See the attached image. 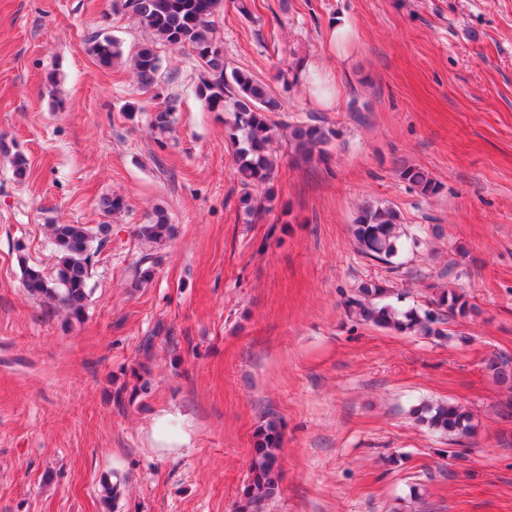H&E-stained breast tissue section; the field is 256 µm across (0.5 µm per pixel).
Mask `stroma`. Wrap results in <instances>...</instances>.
Wrapping results in <instances>:
<instances>
[{"instance_id":"stroma-1","label":"stroma","mask_w":512,"mask_h":512,"mask_svg":"<svg viewBox=\"0 0 512 512\" xmlns=\"http://www.w3.org/2000/svg\"><path fill=\"white\" fill-rule=\"evenodd\" d=\"M215 21L227 66L284 105L275 199L254 216L231 115L198 96L190 50L157 44L147 92L128 61L86 50L97 30L125 54L151 41L113 0H0V512H236L271 417L283 444L267 512H512V390L484 369L512 358V0H255L250 20L224 0ZM297 56L304 76L283 82ZM168 103L161 143L150 119ZM308 119L335 136L298 164L288 126ZM404 162L438 192L410 190ZM105 196L125 209L104 215ZM368 205L420 240L397 268L354 243ZM158 210L174 234L153 248L136 230ZM52 224L110 227L79 322L22 284V263L53 271ZM149 250L154 277L133 287ZM367 283L402 309L449 290L475 311L398 333L350 312ZM438 402L472 417L456 446L418 419ZM162 411L190 433L180 454L151 446ZM115 471L107 507L100 478ZM396 174L411 190L423 196H430L438 191V182L421 167L404 164L397 169Z\"/></svg>"}]
</instances>
